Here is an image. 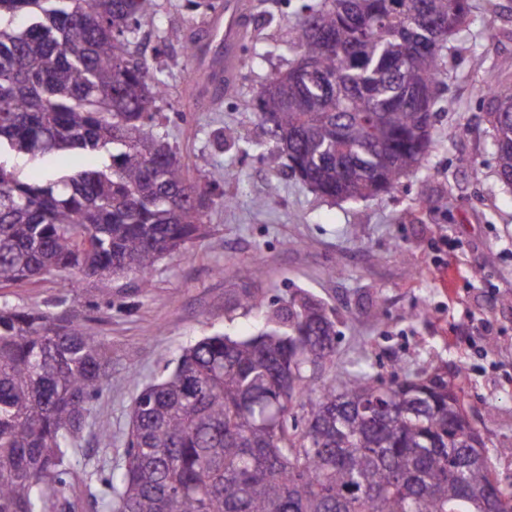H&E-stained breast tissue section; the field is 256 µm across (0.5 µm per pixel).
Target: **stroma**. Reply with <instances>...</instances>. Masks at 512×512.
Wrapping results in <instances>:
<instances>
[{
    "label": "stroma",
    "mask_w": 512,
    "mask_h": 512,
    "mask_svg": "<svg viewBox=\"0 0 512 512\" xmlns=\"http://www.w3.org/2000/svg\"><path fill=\"white\" fill-rule=\"evenodd\" d=\"M319 2L251 0L237 86L206 104L195 95V61L184 46L212 15L189 0H156L130 49L164 84L153 132L207 195L205 234L160 259L147 291L131 272L84 279L72 290L63 274L0 284V305L66 312L112 352V375L91 403L94 426L77 442L75 512H106L145 386L203 337L256 334L266 312L300 290L326 306L339 332L324 379L359 369L385 382L459 371L494 474L512 487V187L498 177L481 96L512 76V0H469L440 59L441 97L453 110L434 119L419 167L391 192L357 201L322 195L295 177L266 127L242 107L293 65L295 25ZM228 127L241 141L224 139ZM215 171L226 179L213 181ZM246 293L252 306L238 303ZM101 424L110 438L98 433Z\"/></svg>",
    "instance_id": "35a3bbf8"
}]
</instances>
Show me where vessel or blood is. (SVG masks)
I'll use <instances>...</instances> for the list:
<instances>
[{
  "instance_id": "b4317fda",
  "label": "vessel or blood",
  "mask_w": 512,
  "mask_h": 512,
  "mask_svg": "<svg viewBox=\"0 0 512 512\" xmlns=\"http://www.w3.org/2000/svg\"><path fill=\"white\" fill-rule=\"evenodd\" d=\"M250 9L249 0H224V70L207 75L204 85L209 97H220L223 90L232 89L238 80Z\"/></svg>"
}]
</instances>
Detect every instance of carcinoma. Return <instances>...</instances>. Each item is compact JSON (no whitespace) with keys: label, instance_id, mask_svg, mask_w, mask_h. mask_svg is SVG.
Instances as JSON below:
<instances>
[{"label":"carcinoma","instance_id":"carcinoma-1","mask_svg":"<svg viewBox=\"0 0 512 512\" xmlns=\"http://www.w3.org/2000/svg\"><path fill=\"white\" fill-rule=\"evenodd\" d=\"M155 0H0V155L101 165L25 182L0 162V283L133 272L140 287L204 231L202 193L151 126L162 93L130 52ZM468 0H327L296 24L311 73L245 107L316 191L391 190L430 147L440 52ZM448 22L444 31L418 23ZM482 95L512 185V78ZM268 329L216 334L136 397L113 512H512L459 385L427 371L380 387L322 380L336 325L299 291ZM112 353L66 315L0 307V512H59ZM305 418L295 423V410ZM101 157L94 154H70L64 153L55 160V165L63 170L94 168L101 164Z\"/></svg>","mask_w":512,"mask_h":512}]
</instances>
